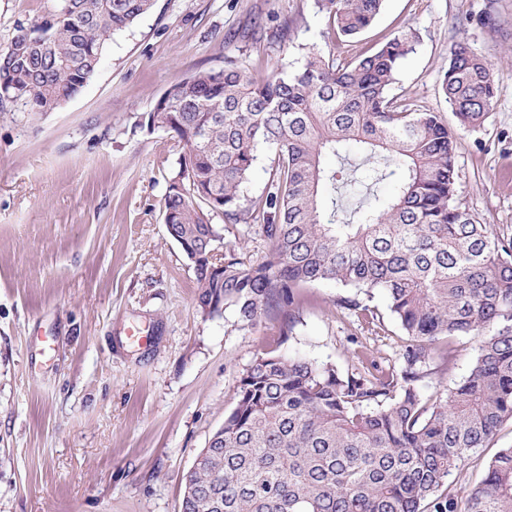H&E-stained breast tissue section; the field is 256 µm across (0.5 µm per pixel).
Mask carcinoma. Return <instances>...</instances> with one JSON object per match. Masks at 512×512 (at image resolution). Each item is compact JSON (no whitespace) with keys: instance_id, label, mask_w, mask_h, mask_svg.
Returning a JSON list of instances; mask_svg holds the SVG:
<instances>
[{"instance_id":"cac0c4a2","label":"carcinoma","mask_w":512,"mask_h":512,"mask_svg":"<svg viewBox=\"0 0 512 512\" xmlns=\"http://www.w3.org/2000/svg\"><path fill=\"white\" fill-rule=\"evenodd\" d=\"M154 0H61L49 17L15 28L0 49V111L19 103L54 112L97 72L103 47ZM338 36L371 25L383 0H316ZM415 34L401 30L345 66L307 56L301 69L258 78L229 61L171 86L146 124L186 151L164 198L168 236L193 248L197 306L205 317L234 308L253 327L285 309L292 332L303 288L331 282L381 289L402 332L399 367L382 368L363 345L351 368L263 352L243 372L232 409L184 481L181 512H512V447L501 449L465 498L448 476L512 420V236L477 222L457 199L454 131L432 112L397 110L389 90ZM442 89L460 125L479 127L495 97L492 64L459 43ZM265 145L276 152L263 194L242 184ZM370 183L356 222H336L349 147ZM400 181L380 202L376 187ZM263 221L269 257L248 264L212 216ZM221 272H215V268ZM337 305L363 321L354 297ZM479 339L468 375L424 396L423 367L449 340Z\"/></svg>"}]
</instances>
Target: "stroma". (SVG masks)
I'll list each match as a JSON object with an SVG mask.
<instances>
[{
  "mask_svg": "<svg viewBox=\"0 0 512 512\" xmlns=\"http://www.w3.org/2000/svg\"><path fill=\"white\" fill-rule=\"evenodd\" d=\"M60 0H0V47ZM418 35L390 89L457 131V196L480 223L512 229V0H385L375 21L336 39L315 0H155L107 41L94 78L60 109L0 112V512H181L182 476L235 402L258 352L349 365L352 342L397 362L401 331L382 291L364 324L309 287L292 335L271 310L240 328L233 310L197 307L193 266L164 224V197L184 151L145 118L172 84L227 61L259 77L308 53L344 64L401 30ZM467 42L494 67L481 127L460 128L442 90ZM224 246L266 260L269 242L225 224ZM479 341L458 337L448 372L430 363L425 395L464 378ZM512 421L471 452L449 484L466 495Z\"/></svg>",
  "mask_w": 512,
  "mask_h": 512,
  "instance_id": "stroma-1",
  "label": "stroma"
}]
</instances>
